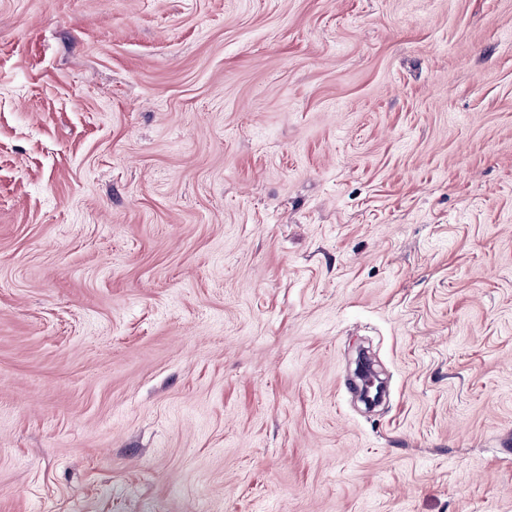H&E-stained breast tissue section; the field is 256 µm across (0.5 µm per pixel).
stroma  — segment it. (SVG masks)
<instances>
[{"instance_id":"obj_1","label":"stroma","mask_w":512,"mask_h":512,"mask_svg":"<svg viewBox=\"0 0 512 512\" xmlns=\"http://www.w3.org/2000/svg\"><path fill=\"white\" fill-rule=\"evenodd\" d=\"M0 512H512V0H0Z\"/></svg>"}]
</instances>
